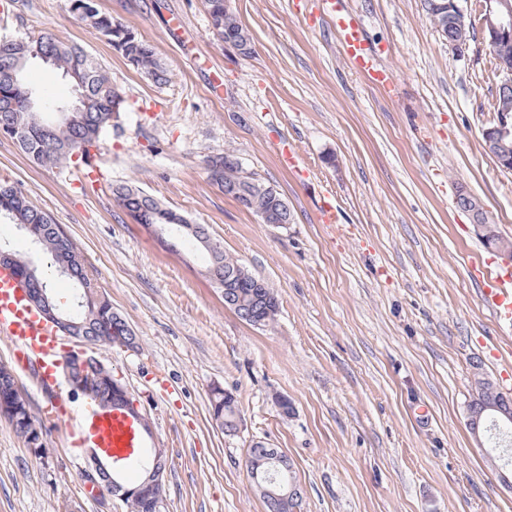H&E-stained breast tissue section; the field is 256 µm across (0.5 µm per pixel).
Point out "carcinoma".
<instances>
[{
  "label": "carcinoma",
  "mask_w": 512,
  "mask_h": 512,
  "mask_svg": "<svg viewBox=\"0 0 512 512\" xmlns=\"http://www.w3.org/2000/svg\"><path fill=\"white\" fill-rule=\"evenodd\" d=\"M210 17L212 34L229 42L247 56L252 51V39L240 24L234 11L225 6V0H205ZM72 9L87 22L97 33L107 40L115 51L134 65L155 85H163L168 81L166 68L156 57L148 43L139 39L129 28L116 23L112 17L102 14L91 5V0H72ZM424 10L434 26L442 34L451 32L452 15L450 0H424ZM496 60L498 74L500 71L512 69V40L501 41L491 47ZM39 55L51 59V66L61 75L69 79L78 88L82 99L80 109L71 113V120L65 129L57 130L50 127L54 113V105L41 103L37 106L28 104V93L31 86L20 79L13 82L6 70L23 62L28 65L32 57ZM8 102L11 108L0 110V137L15 141L22 151L33 162L39 165L63 166L73 163V157L89 162L92 158L90 150L98 147L105 129L112 126V121L119 117L123 108V100L112 87L108 73L96 63L77 44H69L58 40L49 33L28 35L18 39H0V103ZM238 158L231 154H216L209 157L207 170L209 179L216 185L224 183V173L236 170ZM253 184L249 191L252 205L247 210L256 213L271 206L270 185L252 178ZM118 205L137 224H182V214L165 207L156 198L144 193L136 187L119 185L112 190ZM15 224L21 228L32 244L49 254L61 275L74 284L72 301L62 306L53 296L48 281L43 278L37 268L11 250L0 246V260L12 263L27 280L31 288L46 289V296L53 305V310L73 319L78 334L88 336L95 341L112 345L136 340L133 329L117 312L112 311V302L99 290L96 281L89 277L85 259L73 239L56 224L51 214L36 206L23 192L20 186L9 180L0 179V222ZM215 269L219 275L240 272L244 266L219 252L205 270ZM248 285L233 288L224 299L228 307L241 301L252 305V310L264 318V324L276 319L279 302L276 295L268 301L250 297ZM108 371L101 368L86 378L89 390L88 397L102 403L112 396L104 386L102 376ZM476 396L469 404L470 428L487 431V422L491 415L512 417V398L500 392L486 379L477 381ZM0 398L5 403L25 408L29 406L27 398L21 390L14 386L6 366L0 365ZM210 416L227 417L237 411V405L224 404V391L211 394ZM164 500V486L154 489L151 497L135 502H126L129 512H155L154 505Z\"/></svg>",
  "instance_id": "obj_1"
}]
</instances>
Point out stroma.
I'll list each match as a JSON object with an SVG mask.
<instances>
[{
	"mask_svg": "<svg viewBox=\"0 0 512 512\" xmlns=\"http://www.w3.org/2000/svg\"><path fill=\"white\" fill-rule=\"evenodd\" d=\"M95 4L153 47L167 84L148 81L70 0H0V39L47 31L81 45L125 99L91 166H37L0 137V178L73 237L139 339L94 352L166 451L165 512H265L246 466L255 440L293 461L301 512H512V464L477 444L467 411L475 371L498 385L512 369V339L471 275L494 253L456 203L477 197L512 239V172L483 147L496 118L483 36L457 51L423 0H347L388 75L380 85L346 63L320 0H232L248 56L210 33L204 0ZM284 141L305 177L281 168ZM219 153L280 192L292 223H262L224 196L206 170ZM120 184L207 225L274 291L275 321L257 328L225 307L201 273L206 252L162 247L118 207ZM327 191L335 226L319 220ZM0 243L69 304L72 282L16 225L0 223ZM15 377L47 453L31 455L0 419V512H126L87 492L89 449L69 446L32 379ZM216 385L236 397V435L210 418Z\"/></svg>",
	"mask_w": 512,
	"mask_h": 512,
	"instance_id": "stroma-1",
	"label": "stroma"
}]
</instances>
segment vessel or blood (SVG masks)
<instances>
[{
	"instance_id": "b4317fda",
	"label": "vessel or blood",
	"mask_w": 512,
	"mask_h": 512,
	"mask_svg": "<svg viewBox=\"0 0 512 512\" xmlns=\"http://www.w3.org/2000/svg\"><path fill=\"white\" fill-rule=\"evenodd\" d=\"M323 9L335 23L345 60L356 70L376 73V61L357 21L346 12L344 0H323ZM479 279L483 308L499 323L512 326V270L488 269L480 273ZM0 338L10 343L14 363L33 374L37 385L52 394L46 411L68 437L115 455L144 447L136 413L91 403L74 408L69 399L63 398L56 368L64 354V343L58 330L30 306L25 286L10 265H0Z\"/></svg>"
}]
</instances>
